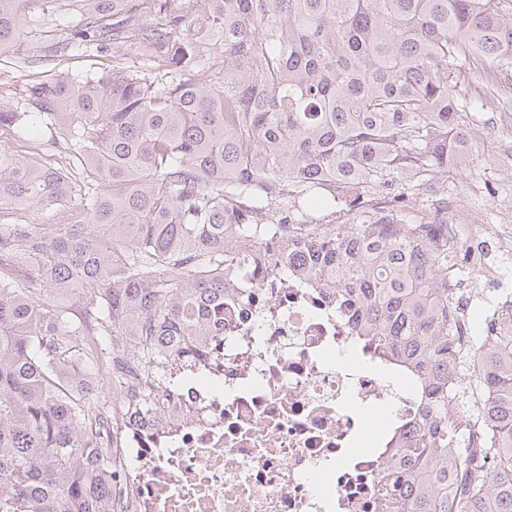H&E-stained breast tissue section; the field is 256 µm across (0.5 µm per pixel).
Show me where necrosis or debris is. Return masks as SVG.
I'll return each instance as SVG.
<instances>
[{
    "label": "necrosis or debris",
    "instance_id": "obj_1",
    "mask_svg": "<svg viewBox=\"0 0 512 512\" xmlns=\"http://www.w3.org/2000/svg\"><path fill=\"white\" fill-rule=\"evenodd\" d=\"M224 299V354L157 420L117 416L122 512H381L377 467L417 418L359 350L335 289L255 253Z\"/></svg>",
    "mask_w": 512,
    "mask_h": 512
}]
</instances>
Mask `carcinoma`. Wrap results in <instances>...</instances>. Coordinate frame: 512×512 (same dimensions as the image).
<instances>
[{
  "mask_svg": "<svg viewBox=\"0 0 512 512\" xmlns=\"http://www.w3.org/2000/svg\"><path fill=\"white\" fill-rule=\"evenodd\" d=\"M48 43L118 63L0 97V512H114L105 405L148 415L224 345V278L267 242L415 380L382 510L512 512V288L460 343L483 249L407 192L364 197L419 180L448 210L432 173L476 143L463 62L512 118V0H0V54ZM338 203L360 223L309 220Z\"/></svg>",
  "mask_w": 512,
  "mask_h": 512,
  "instance_id": "obj_1",
  "label": "carcinoma"
}]
</instances>
